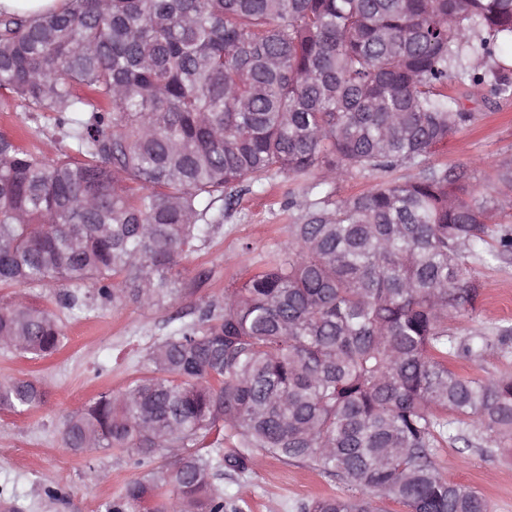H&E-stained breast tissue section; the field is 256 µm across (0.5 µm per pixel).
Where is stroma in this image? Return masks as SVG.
<instances>
[{
  "label": "stroma",
  "mask_w": 512,
  "mask_h": 512,
  "mask_svg": "<svg viewBox=\"0 0 512 512\" xmlns=\"http://www.w3.org/2000/svg\"><path fill=\"white\" fill-rule=\"evenodd\" d=\"M460 102L476 119L451 133L432 160L469 167L472 184L480 190L500 164L512 160V99L465 94ZM0 132L32 152L50 158L61 154L52 116L24 114L15 102L0 105ZM304 188L302 179L275 173L244 192L214 233L181 262L186 276L205 279L195 293L159 310L132 303L121 309L99 303L63 309L59 316L68 341L55 354L31 359L0 350V381L24 376L46 392L42 407L23 413L0 410V512H107L120 503L129 480L160 470V457L137 468L126 454L111 449L66 450V419L98 393L139 376L149 348L170 333L171 318L195 321L202 302L222 296L259 269L269 252L285 247L296 215L289 204ZM470 279L480 295L460 318V327L487 330L512 324V261L476 266ZM437 463L449 480L482 495L493 512H512V451L485 456L458 444L445 448ZM92 468L104 471L106 480L89 482ZM214 485L239 512H301L303 502L347 491L345 484L312 467L271 457L258 459L246 474L219 469Z\"/></svg>",
  "instance_id": "35a3bbf8"
}]
</instances>
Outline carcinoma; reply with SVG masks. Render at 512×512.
I'll return each instance as SVG.
<instances>
[{"mask_svg": "<svg viewBox=\"0 0 512 512\" xmlns=\"http://www.w3.org/2000/svg\"><path fill=\"white\" fill-rule=\"evenodd\" d=\"M512 0H69L62 14L0 13V102L47 112L73 155L36 156L0 133V284L68 287L56 304L164 307L203 279L178 269L214 230L213 205L272 173L301 176L285 249L201 322L170 332L145 372L70 416L62 445L142 466L109 512H224L217 469L260 456L310 464L348 487L302 512H490L437 467L446 443L512 447V369L450 361L512 347V326L460 330L469 269L512 259V160L493 193L430 161L475 114L468 84L512 98L499 64ZM398 169L403 181L387 180ZM353 174L378 179L330 201ZM93 288L96 294L83 292ZM66 341L20 294L0 305V347L32 358ZM45 404L0 382V410ZM452 364L455 370L462 375L490 376L512 367V349L507 357L498 354L481 362L457 359L453 361Z\"/></svg>", "mask_w": 512, "mask_h": 512, "instance_id": "carcinoma-1", "label": "carcinoma"}]
</instances>
